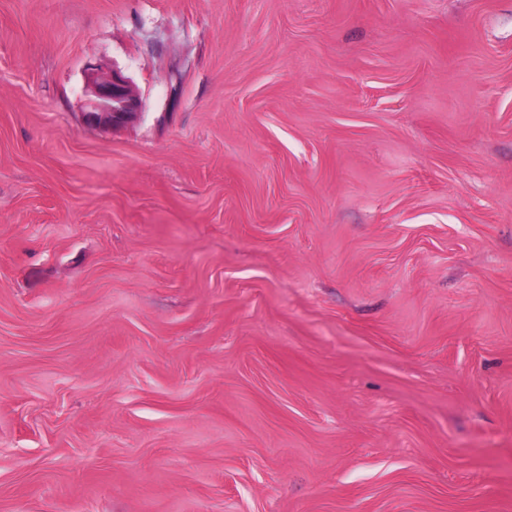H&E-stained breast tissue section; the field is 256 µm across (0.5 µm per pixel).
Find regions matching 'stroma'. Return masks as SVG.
Returning <instances> with one entry per match:
<instances>
[{
  "instance_id": "1",
  "label": "stroma",
  "mask_w": 512,
  "mask_h": 512,
  "mask_svg": "<svg viewBox=\"0 0 512 512\" xmlns=\"http://www.w3.org/2000/svg\"><path fill=\"white\" fill-rule=\"evenodd\" d=\"M0 512H512V0H0ZM91 98L84 117L89 124L112 128L132 122L141 113L142 100L130 81L121 72L88 78Z\"/></svg>"
}]
</instances>
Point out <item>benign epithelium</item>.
Listing matches in <instances>:
<instances>
[{
    "label": "benign epithelium",
    "mask_w": 512,
    "mask_h": 512,
    "mask_svg": "<svg viewBox=\"0 0 512 512\" xmlns=\"http://www.w3.org/2000/svg\"><path fill=\"white\" fill-rule=\"evenodd\" d=\"M88 84L91 98L84 113L88 123L116 128L128 124L140 114L142 100L120 72L114 70L106 76L92 73Z\"/></svg>",
    "instance_id": "obj_1"
}]
</instances>
